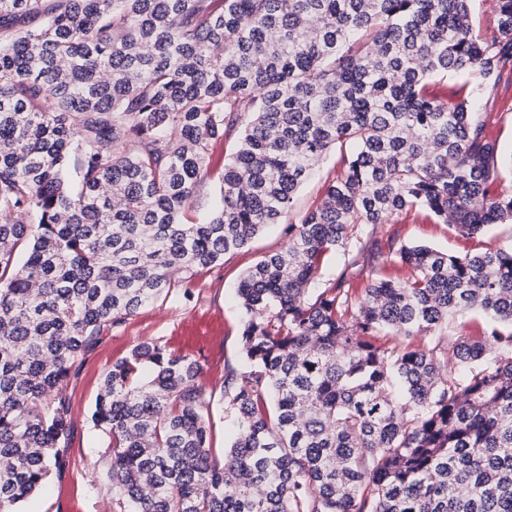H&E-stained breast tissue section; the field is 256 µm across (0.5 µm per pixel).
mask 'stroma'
Masks as SVG:
<instances>
[{
	"label": "stroma",
	"mask_w": 512,
	"mask_h": 512,
	"mask_svg": "<svg viewBox=\"0 0 512 512\" xmlns=\"http://www.w3.org/2000/svg\"><path fill=\"white\" fill-rule=\"evenodd\" d=\"M493 97L495 111L504 114L505 119L491 124L488 131L499 141L504 153L511 154L512 73L503 74ZM224 155L223 143H216L196 186L188 218L200 220L217 205L224 177ZM390 223L403 240L428 243L460 254L481 251L486 242L482 236H448L425 212L418 210L393 215ZM283 242L280 226H272L247 248L225 257L223 265L198 270L188 279L177 278L167 298L141 309L124 325L104 330L100 342L81 357L78 372L67 381L71 428L63 451L65 464L28 502L25 512H121L109 477L110 438L91 420L105 374L135 345L144 341L167 344L182 319L205 311L224 316L223 365L242 367L243 320L236 288L250 266Z\"/></svg>",
	"instance_id": "1"
}]
</instances>
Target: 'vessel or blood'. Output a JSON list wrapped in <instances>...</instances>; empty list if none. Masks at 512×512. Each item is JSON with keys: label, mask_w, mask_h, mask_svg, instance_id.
Listing matches in <instances>:
<instances>
[{"label": "vessel or blood", "mask_w": 512, "mask_h": 512, "mask_svg": "<svg viewBox=\"0 0 512 512\" xmlns=\"http://www.w3.org/2000/svg\"><path fill=\"white\" fill-rule=\"evenodd\" d=\"M224 335V320L220 314L207 313L181 322L170 342L186 356L197 359L203 376L215 374L211 352Z\"/></svg>", "instance_id": "1"}]
</instances>
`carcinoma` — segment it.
<instances>
[{"label": "carcinoma", "instance_id": "cac0c4a2", "mask_svg": "<svg viewBox=\"0 0 512 512\" xmlns=\"http://www.w3.org/2000/svg\"><path fill=\"white\" fill-rule=\"evenodd\" d=\"M509 67L512 0L478 33L470 0H0V512L63 466L64 386L102 332L284 217L237 287L230 447L197 361L142 342L106 373L91 420L124 512H512V244L386 229L412 209L463 238L512 227L493 101L428 91L485 96ZM221 139V207L188 222ZM464 82L460 79L448 78V80H435L429 85V91L438 98L447 101L448 105L455 103L459 98L467 96L472 85L466 86L461 91ZM336 163V155L331 153L327 155L321 162L320 169L321 175L331 168ZM320 176H316L311 179L301 190L297 198L298 208H307L314 201H318L322 192L323 181L320 180ZM388 224L402 240L428 243L460 254L481 251L491 235L497 236L503 245L511 243L509 227L504 226L495 228L487 236L449 237L432 219L426 217L425 212L418 210L395 214Z\"/></svg>", "mask_w": 512, "mask_h": 512}]
</instances>
